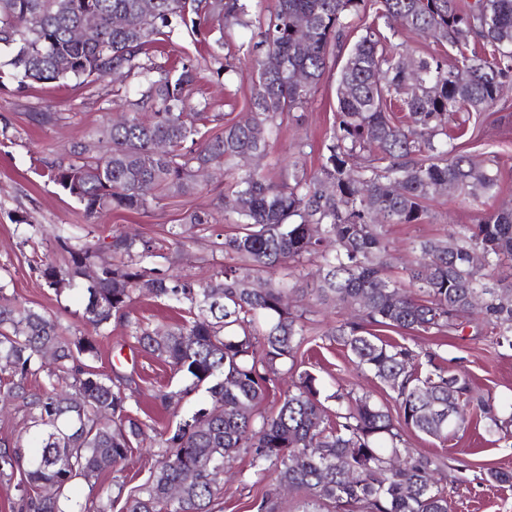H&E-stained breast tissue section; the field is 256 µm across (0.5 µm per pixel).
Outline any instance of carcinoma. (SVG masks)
<instances>
[{"mask_svg": "<svg viewBox=\"0 0 512 512\" xmlns=\"http://www.w3.org/2000/svg\"><path fill=\"white\" fill-rule=\"evenodd\" d=\"M0 0V48L19 85L91 77L124 84L127 117L103 125L97 142H75L68 161L41 163L89 217L112 209L147 212L163 202L203 190L199 172L224 179L216 211L191 210L183 223L228 221L224 270L194 284L153 266V241L114 232L97 248L58 238L67 268L47 264L40 274L49 288L70 284L99 254L105 277L86 286L82 317L96 334L70 339L44 310L22 305L0 284V399L18 401L33 429L32 441L0 448V477L24 475L18 512H112V486L96 483L132 457L144 431L130 415L127 398L112 376L86 364L99 353L97 331L122 313L135 293L187 306L190 319L177 326L137 324L133 336L147 354L191 380L188 395L205 383L211 408L184 418L164 440L146 487L126 498L120 512H213L224 462L240 449L261 474L277 472L278 485L303 491L320 512H448L439 464L403 446L401 427L448 438L468 414L480 411L490 428L504 422L490 400L474 393L469 379L438 363L419 361L402 344L381 340L374 327L430 333L456 328L457 313L489 296L479 313L512 345V209L479 214L443 238L422 240L419 257L388 273V224H420L438 188L476 200L499 186L498 161L476 162L448 145V118L462 107L494 108L512 78V0H379L386 28L397 21L436 43L462 48L452 66L431 53L410 55L373 26L360 27L366 0H274L252 21L253 0ZM89 9L97 26L74 42L70 29ZM234 26L252 29L249 54L256 69L251 112L206 131L209 102H193L199 65L161 59L163 44L186 31L207 47L206 68L222 78L232 71L224 37ZM336 76L337 122L315 170L300 165L306 143L295 144L291 164L250 168L242 158H266L283 116L303 110L325 75L330 56L357 30ZM284 66L265 65L266 55ZM305 81L294 80V74ZM163 144L156 152L154 146ZM150 187V193L144 187ZM484 263L477 266L472 253ZM317 266L310 288L293 289L316 305L340 303L355 313L332 335L393 394L399 420L368 395H331L336 411L320 399L316 378L298 374L276 413L255 416L279 366L292 361L307 333L291 311L288 285L268 277L285 266L304 276ZM263 287L254 288V281ZM193 336L191 344L185 337ZM43 378L33 390L29 378ZM179 498L169 489L188 470ZM95 480L83 505L67 495L77 480ZM53 483L45 498L38 487Z\"/></svg>", "mask_w": 512, "mask_h": 512, "instance_id": "cac0c4a2", "label": "carcinoma"}]
</instances>
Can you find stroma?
Returning <instances> with one entry per match:
<instances>
[{"instance_id": "obj_1", "label": "stroma", "mask_w": 512, "mask_h": 512, "mask_svg": "<svg viewBox=\"0 0 512 512\" xmlns=\"http://www.w3.org/2000/svg\"><path fill=\"white\" fill-rule=\"evenodd\" d=\"M250 37V30L239 28L229 42L230 54L241 61L232 82L223 83L204 71L194 87V99L207 100L211 112L227 120L241 118L249 110L254 80L252 63L246 56ZM503 98L508 103L506 110L485 112L475 119L460 112L448 120L451 142L460 151L478 161L499 159L498 189L477 200L442 195L431 202L430 215L424 223L387 225L386 239L395 267L414 260L411 245L415 240L445 236L451 224L471 223L476 212L512 207V85L505 88ZM37 112L54 113L56 120L48 125L36 124L31 117ZM336 112V75L330 72L318 86L302 119L285 118L274 157L289 158L293 141L302 137L309 143L307 168L318 167ZM124 114L107 78L82 84L72 80L26 86L18 85L8 75L0 78V280L8 282L9 294L18 301L57 317L70 337L89 331L82 319L83 290L67 286L54 291L39 275L44 264L62 263L57 235H74L92 245L110 239L113 231L129 229L155 240L159 253L155 263L159 268L204 282L224 267V253L215 244L217 234L235 230L231 224L183 227L186 244L174 245L171 229L181 227L188 208L211 207L216 196L212 190L147 213L115 210L90 219L83 215L74 198L49 177L38 174V161L48 152L64 155L72 142L92 134L98 124L120 120ZM347 316V310L339 305L322 310L304 307L303 319L310 334L297 353L295 370L275 378L268 395L258 405V412H276L297 373L304 370L316 376L322 395L366 391L376 403L396 411L391 391L370 373L358 369L347 350L328 336V329ZM182 320V312L169 307L166 301L137 297L124 316L113 318L100 344L99 356L91 362L96 370H114L121 375L129 408L142 424L148 447L158 446L169 437L189 412L210 405L205 388L185 393L187 378L143 353L130 335L137 323L174 325ZM378 335L417 352L435 353L444 366L466 373L475 390L491 398L499 418L512 417V347L498 343L492 326L483 320L463 317L458 330L450 333H404L382 328ZM163 393L171 395V402L160 401ZM488 426L486 416L477 413L468 418L464 429L445 440L410 430L403 435L408 447L444 463L449 512H512V485L488 483L480 478L489 468L512 470V427L492 433ZM249 461V454L243 451L230 462L229 474L215 497L214 512H251L254 498L275 489L274 470L254 475Z\"/></svg>"}]
</instances>
